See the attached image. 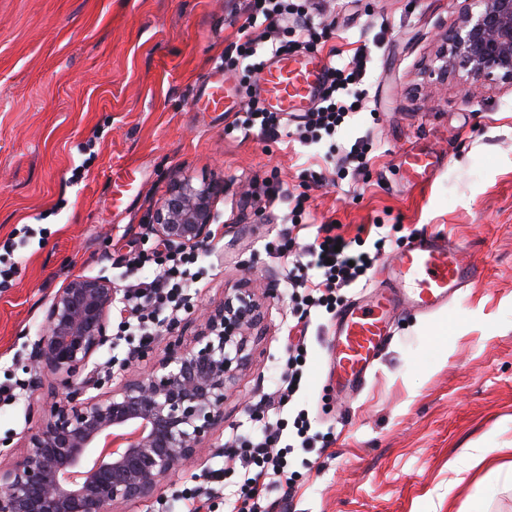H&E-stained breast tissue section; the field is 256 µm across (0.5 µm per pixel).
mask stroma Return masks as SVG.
Returning <instances> with one entry per match:
<instances>
[{"label":"stroma","mask_w":512,"mask_h":512,"mask_svg":"<svg viewBox=\"0 0 512 512\" xmlns=\"http://www.w3.org/2000/svg\"><path fill=\"white\" fill-rule=\"evenodd\" d=\"M457 0H323L322 53L336 64L372 42L365 107L335 137L305 145L234 129V113L201 112L194 98L215 73L244 106L251 77L224 67L240 37L239 0H0V383L28 382V353L52 295L75 275L119 280L132 250L155 247L148 224L170 180L223 184L214 238L195 250L190 308L254 288L264 315L253 356L224 401V448L203 450L167 479L157 498L114 512H185L187 488L207 486L210 512L239 498V450L264 423L293 441L305 411L312 451L290 456L292 489L271 485V512H512V91L449 94L423 73ZM367 141L363 165L346 163ZM436 154L430 183L414 187L399 155ZM138 171L126 203L112 204L113 173ZM305 200L268 201L273 185ZM385 257L410 233L454 238L481 278L434 314L403 311L362 393L342 398L327 376L325 308L303 313L289 284L286 244L320 225ZM305 330H296L297 321ZM304 340L300 390L283 410L269 400L288 350ZM138 337L98 354L115 380L145 371L127 363ZM63 388L45 375L0 408V460L12 459ZM225 470L223 484L207 477Z\"/></svg>","instance_id":"35a3bbf8"}]
</instances>
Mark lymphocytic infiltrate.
I'll return each instance as SVG.
<instances>
[{"instance_id":"lymphocytic-infiltrate-1","label":"lymphocytic infiltrate","mask_w":512,"mask_h":512,"mask_svg":"<svg viewBox=\"0 0 512 512\" xmlns=\"http://www.w3.org/2000/svg\"><path fill=\"white\" fill-rule=\"evenodd\" d=\"M245 28L256 27L258 21H265L266 27L259 35L247 36L245 41L233 42L224 50L225 58L232 63L250 61L253 70H261L262 62L255 56L260 46H268L270 54L294 52L295 48L310 49L317 46L323 34L318 24L306 17L304 0H245ZM302 17L300 45L275 41L274 31L288 16ZM370 61L368 45L356 49L351 61L343 66L331 67L319 102L308 112L302 113L296 125L301 140L317 143L323 137L334 136L347 115L359 111L366 96L363 87ZM235 123L245 132H259L267 138H277L287 129V123L279 112L264 108L259 98H252L245 112L237 114ZM320 235L313 243L306 245V269L314 270L321 295L316 297L317 306L332 311L336 308V291L357 282L373 268L377 258L369 252L355 249L352 241L336 233L334 225L323 224ZM155 262L157 271L153 279L135 278V271L147 262ZM189 258L182 252H168L164 257L150 258L149 254L138 252L128 257L124 275L128 280L123 294L121 310L125 314V329L139 336H150L160 328L161 314L177 308L183 301L188 287ZM279 434L262 431L246 451V462L250 469L244 475L241 493L245 499H262L271 481L284 484L293 479L288 471V451L278 448Z\"/></svg>"}]
</instances>
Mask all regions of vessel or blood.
Returning a JSON list of instances; mask_svg holds the SVG:
<instances>
[{"instance_id": "b4317fda", "label": "vessel or blood", "mask_w": 512, "mask_h": 512, "mask_svg": "<svg viewBox=\"0 0 512 512\" xmlns=\"http://www.w3.org/2000/svg\"><path fill=\"white\" fill-rule=\"evenodd\" d=\"M328 67L327 58L317 51L275 56L264 64L260 92L276 111H307ZM230 99V87L217 75L206 84L197 105L205 112H226ZM437 164L436 157L421 151H408L400 158L407 181L414 185L428 183ZM478 278L477 268L462 260L453 239L422 234L412 240L406 250L385 262L379 284L368 295L348 302L337 315L331 362L337 390L349 397L363 390L391 339L396 310L433 313Z\"/></svg>"}]
</instances>
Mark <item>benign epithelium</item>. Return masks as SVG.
Listing matches in <instances>:
<instances>
[{
    "instance_id": "obj_1",
    "label": "benign epithelium",
    "mask_w": 512,
    "mask_h": 512,
    "mask_svg": "<svg viewBox=\"0 0 512 512\" xmlns=\"http://www.w3.org/2000/svg\"><path fill=\"white\" fill-rule=\"evenodd\" d=\"M462 0L437 47L430 75L448 87L458 75L474 87L512 89V0ZM220 184L173 183L149 231L172 250H196L213 237ZM119 289L104 276L75 275L51 297L31 344V393L42 373L63 376V403L24 435L20 452L0 466V512H108L153 497L161 483L224 427V396L248 357L260 322L253 294L241 289L202 308L193 342L168 340L164 356L117 387L101 376L96 354L112 342ZM96 389L98 394L87 395Z\"/></svg>"
}]
</instances>
